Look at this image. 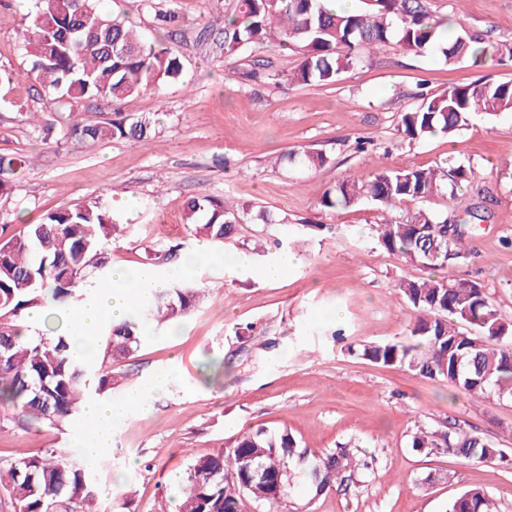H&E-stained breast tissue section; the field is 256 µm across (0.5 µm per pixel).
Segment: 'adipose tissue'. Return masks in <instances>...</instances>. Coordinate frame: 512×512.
Wrapping results in <instances>:
<instances>
[{
	"label": "adipose tissue",
	"mask_w": 512,
	"mask_h": 512,
	"mask_svg": "<svg viewBox=\"0 0 512 512\" xmlns=\"http://www.w3.org/2000/svg\"><path fill=\"white\" fill-rule=\"evenodd\" d=\"M167 276H154L148 273L127 270H115L107 287L93 288L84 298L66 309L64 317L74 331L71 354L82 359L95 354L94 343L88 333L94 329L103 317L120 321L127 317L133 297L147 295L165 288ZM168 372H160L135 391L128 393L119 402L92 401L83 409V421L90 424L92 431L82 440L81 453L87 461H95L106 448L112 445V426L124 418L127 413L146 395L165 387L171 380Z\"/></svg>",
	"instance_id": "1"
}]
</instances>
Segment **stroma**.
<instances>
[{"label": "stroma", "mask_w": 512, "mask_h": 512, "mask_svg": "<svg viewBox=\"0 0 512 512\" xmlns=\"http://www.w3.org/2000/svg\"><path fill=\"white\" fill-rule=\"evenodd\" d=\"M176 8L182 31L172 37L183 68L161 90L129 99L124 111L161 114L146 145L123 139L79 142L65 121L52 132L31 125V112H56L24 76L29 57L22 32L32 0H0V157L27 156L10 198L0 199V231L13 236L50 211L100 200L133 232L112 239V266L145 267L153 243L185 240V202L231 197L262 206L275 224H247L225 241V254L254 240L277 254L287 242L296 263L268 282L230 262L211 261L190 277L203 303L173 333H157L113 363L123 399L142 381L169 371L173 380L118 421L112 445L93 463L101 472L99 512H178L186 471L195 458L217 453L259 428L288 432L319 454L352 453L361 467L310 497L293 475L283 512H446L461 491L486 490L497 512H512V400L475 399L442 381L383 367L354 354L369 342L398 341L414 318L400 281L419 267L380 248L370 229L381 213L371 204L330 211L324 193L350 173L431 168L442 161L474 166L477 182L455 198L425 206L463 221L470 260L455 279L480 282L503 321L512 323V112L494 120L474 115L454 138L410 142L397 130L400 112L419 92L440 94L480 78L512 81V63L474 67L445 63L434 52L388 44L333 84L302 85L290 75L300 53L271 40L225 59L220 45L233 0H160ZM433 14L461 20L492 45L512 46V0H429ZM322 152L320 169L282 161L288 150ZM486 221L467 222L473 207ZM304 224H333L338 234L301 233ZM253 330L240 334L239 329ZM461 429L500 448L506 462H469L452 452L417 450L418 426ZM49 448L77 452L74 427L0 429V462Z\"/></svg>", "instance_id": "obj_1"}]
</instances>
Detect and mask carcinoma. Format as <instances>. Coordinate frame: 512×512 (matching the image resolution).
Here are the masks:
<instances>
[{"label": "carcinoma", "mask_w": 512, "mask_h": 512, "mask_svg": "<svg viewBox=\"0 0 512 512\" xmlns=\"http://www.w3.org/2000/svg\"><path fill=\"white\" fill-rule=\"evenodd\" d=\"M445 18L434 16L427 0H370L360 12H337L326 0H237L225 20L224 58L238 56L271 37L301 49L291 74L300 84L329 85L361 64L364 52L396 41L410 52L433 49L445 62L473 66L512 62V48L489 49L483 37L458 22L449 36ZM34 80L59 109L67 112L69 134L79 141L121 138L142 144L151 137L149 121L115 112L107 121L85 123L73 104L95 99L121 104L149 88L177 78L182 64L176 51L142 37L125 15L103 12L98 0H34L31 26L24 35ZM482 111L493 117L512 112V82L477 80L442 94H420L417 107L399 113L398 131L410 142L452 135ZM291 163L314 169L320 152L289 151ZM26 157H0V197L10 196ZM478 179L471 165L442 163L434 168H379L371 175H349L328 189L321 206L348 208L362 202L382 211L401 210L395 220L373 227L377 244L426 270L463 263L462 237L448 238V217L420 207L434 196H454ZM415 204L417 208L410 209ZM286 224L269 211H253L227 199L202 196L185 206L187 236L224 245L243 224ZM127 225L99 202L49 212L19 235L0 239V429L44 426L62 430L80 417L88 395L112 393L118 381L112 360L137 350L148 327L165 328L197 308L202 291L184 279L147 298H136L132 314L109 327L97 326L93 340L106 337L95 357L70 355L73 335L44 336L26 324L29 309L68 308L84 290L111 277L105 245ZM184 245L150 248V265L170 264ZM398 289L415 313L401 341L360 345L358 355L385 367L405 369L428 380H442L472 397L495 394L512 399V324L503 322L483 286L476 281L404 280ZM412 447L449 449L467 460L493 462L501 451L460 429L417 427ZM287 433L246 432L217 453L189 466L181 512H283L289 485V459L308 457ZM351 468L348 456L314 455L311 491L322 494L333 479ZM98 478L76 458L55 449L0 465V507L8 512H86L97 494ZM481 488L460 493L449 512H492Z\"/></svg>", "instance_id": "1"}]
</instances>
